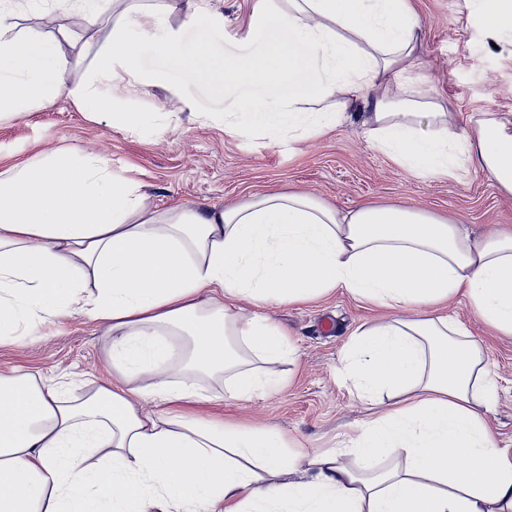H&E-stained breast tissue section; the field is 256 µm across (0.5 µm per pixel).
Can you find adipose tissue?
<instances>
[{
  "label": "adipose tissue",
  "instance_id": "obj_1",
  "mask_svg": "<svg viewBox=\"0 0 512 512\" xmlns=\"http://www.w3.org/2000/svg\"><path fill=\"white\" fill-rule=\"evenodd\" d=\"M13 16V0H0V120L64 91L89 119L146 130L142 113L115 110L99 84H170L167 69L141 64L140 38L164 26L162 12L121 13L93 81L74 86L55 43L15 33ZM185 25L191 45L172 32L155 52L213 95L242 89L225 134H314L342 120L337 100L370 90L375 148L425 176L478 164L512 194V130L492 115L471 135L442 104L390 107L416 68L412 0H288L284 10L258 0L255 57L218 49L207 0H189ZM311 101L321 110L304 111ZM339 289L422 312L352 339L347 370L360 396L392 400L349 441L361 469L339 450L310 455L276 429L192 412L212 399L208 379L236 399L279 388L269 366L294 354L278 325L241 315L234 299L260 310ZM461 293L481 321L512 335V229L475 243L409 206L342 212L291 192L157 211L109 160L68 148L0 171V340L85 314L100 323L112 364L111 382L77 397L34 373L0 375V512H512V450L484 420L496 382L481 345L444 311ZM387 448L403 465L380 461Z\"/></svg>",
  "mask_w": 512,
  "mask_h": 512
}]
</instances>
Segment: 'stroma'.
I'll return each mask as SVG.
<instances>
[{"mask_svg":"<svg viewBox=\"0 0 512 512\" xmlns=\"http://www.w3.org/2000/svg\"><path fill=\"white\" fill-rule=\"evenodd\" d=\"M255 3L211 0L213 10L224 17L216 43L225 55L262 51V44L247 36ZM15 4L18 31L54 40L68 63L69 83L86 81L96 53L112 36V13H104L90 28L79 13L62 11L55 0ZM414 7L424 77L401 93V100L440 101L457 129L470 133L485 112L511 123L512 32L488 36L466 0H414ZM176 78V96L153 86L110 90L116 107L164 121L157 133L89 120L64 92L39 111L0 121V168L68 147L107 158L114 170L145 183L153 207L174 202L221 207L278 191L308 194L341 211L365 204H404L464 224L475 238L512 227V195L498 190L487 171L467 164L452 177H425L373 147L360 125L362 100L349 102L350 118L342 125L273 144L261 136L225 134L219 118L234 111L238 91L213 95L183 69ZM193 109L198 118H190ZM260 312L285 329L297 350L294 358L274 366L285 386L244 401L225 396L223 384L210 383L219 399L201 405L202 415L277 428L313 453L334 448L348 429L385 409L386 398L369 403L358 397L343 357L352 333L387 320L390 310L337 291ZM447 313L483 347L497 382L496 401L485 420L500 447L512 448V336L496 334L476 318L464 296L451 299ZM105 345L97 323L85 316L49 321L39 335L0 344V373L30 371L49 383L106 382L112 378V366Z\"/></svg>","mask_w":512,"mask_h":512,"instance_id":"stroma-1","label":"stroma"}]
</instances>
